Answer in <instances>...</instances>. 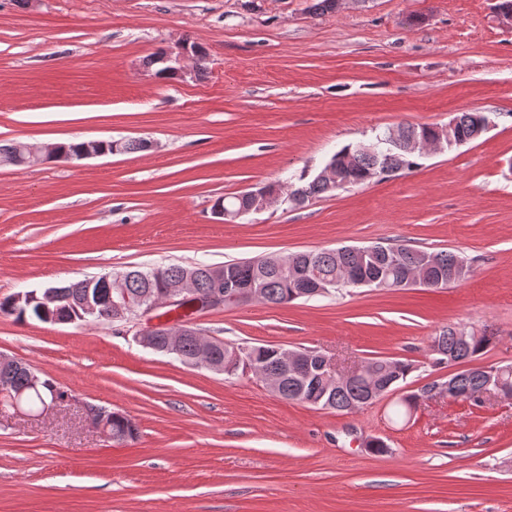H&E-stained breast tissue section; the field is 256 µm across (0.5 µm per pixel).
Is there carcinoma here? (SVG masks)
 <instances>
[{"label":"carcinoma","instance_id":"obj_1","mask_svg":"<svg viewBox=\"0 0 512 512\" xmlns=\"http://www.w3.org/2000/svg\"><path fill=\"white\" fill-rule=\"evenodd\" d=\"M456 138L468 143L476 140V133L481 128L486 116L481 112H462L456 115ZM403 138L413 135L434 138L437 125H407L397 127ZM392 131L375 137L368 144L346 145L334 153L327 161L336 170L337 179L333 183L316 179L304 174L290 182V189L284 185L275 188L268 186L272 192L280 191L281 198L274 203L283 202L292 208H300L310 200L320 196H331L348 186L369 182H379L396 177L420 166L422 155L408 152L393 145ZM0 161L17 167H28L39 163L31 157L24 142H14L0 146ZM254 203L250 192L244 191L234 196L219 198L213 205L215 213L249 209ZM462 257L447 251L432 253L405 245H375V250L363 256L360 248L345 246L336 249H319L296 252L285 257L266 256L248 260L226 262L222 265L199 264L182 266L169 264L150 269H129L112 276L121 280L132 302L152 301L171 283L181 281L187 272L195 275L187 306L195 299L207 295L215 287L212 271H222L224 281L241 280L250 284L251 292L240 300V304L255 301L267 305H281L299 299L315 297L311 289L317 285L324 287V293L330 294L343 288H356L354 277L376 281L374 287L398 290V286L413 271L425 270L430 289L446 288L460 282L471 273V266L450 277ZM97 288L90 286V280L70 283L61 288L60 299L53 310V317L58 321L75 323L90 317L101 324H117L123 319L116 317L103 307L90 316L84 311V303L95 301ZM0 312L16 317L18 321L35 319L49 322V317L39 312L38 304L15 306L13 298L0 302ZM492 336L487 333H470V338L462 342L455 337V327L450 326L432 337L430 348H438L442 355L434 357L435 364L441 365L453 357L454 363L467 362L476 357L483 349L491 345ZM198 352V343L193 336H184L177 344L173 356L184 364H190ZM213 354L223 362V372L228 376L238 373L259 374L264 368H283V378L279 395L288 400L305 403L316 409H332L342 414H349L357 408L372 403L370 383L375 381L382 386H398L406 381L414 371V364L408 360L375 358L365 366L363 375L352 380H310L304 382L288 373V365L283 363L277 346L257 344L234 346L221 340L213 341ZM31 365L12 371L8 382L17 389L24 390L23 401L32 412H40L47 401L64 397V392L49 377H41L42 385L28 386ZM488 384L485 373L479 369L461 370L448 381H435L432 386L447 389L452 396L468 401L476 406L483 403L482 391ZM110 432L115 442H127L137 436L131 428V420L119 412L112 413Z\"/></svg>","mask_w":512,"mask_h":512}]
</instances>
